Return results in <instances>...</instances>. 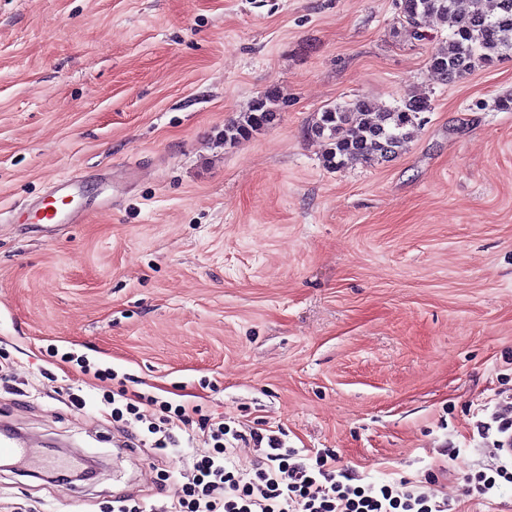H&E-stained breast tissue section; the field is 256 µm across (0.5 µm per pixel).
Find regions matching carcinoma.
Here are the masks:
<instances>
[{
	"label": "carcinoma",
	"instance_id": "1",
	"mask_svg": "<svg viewBox=\"0 0 512 512\" xmlns=\"http://www.w3.org/2000/svg\"><path fill=\"white\" fill-rule=\"evenodd\" d=\"M436 17L453 29L432 53L430 69L454 81L477 67H490L512 58V0H401L399 24L417 38L420 21ZM274 97L265 95L240 118L224 127V143L246 139L274 121ZM430 109L427 97L409 94L394 107L379 108L364 99L326 108L310 127L317 138L330 141L324 157L336 168L348 162H372L393 157L403 149L419 115Z\"/></svg>",
	"mask_w": 512,
	"mask_h": 512
}]
</instances>
